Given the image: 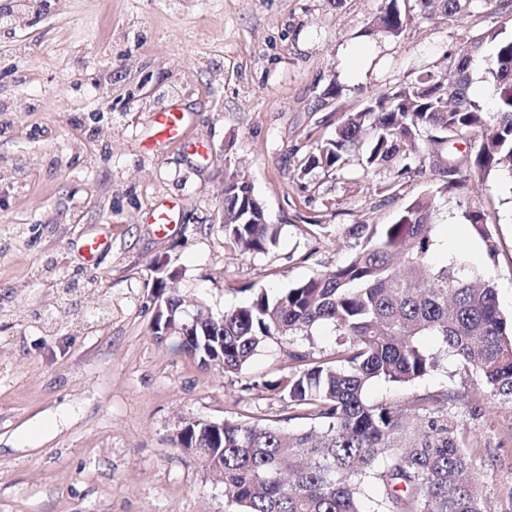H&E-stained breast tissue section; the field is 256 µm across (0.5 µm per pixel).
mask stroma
Segmentation results:
<instances>
[{
	"instance_id": "stroma-1",
	"label": "stroma",
	"mask_w": 512,
	"mask_h": 512,
	"mask_svg": "<svg viewBox=\"0 0 512 512\" xmlns=\"http://www.w3.org/2000/svg\"><path fill=\"white\" fill-rule=\"evenodd\" d=\"M382 0H0V512H224V486L172 447L180 421L284 416L262 387L285 365L270 343L241 373L207 369L151 331L156 261L168 286L212 311L249 289L291 288L348 256L344 229L389 224L435 193L437 237L498 289L512 314V187L438 193L420 139L411 174L300 172L345 114L494 27L419 14L370 32ZM188 118L185 142L154 144L151 114ZM250 183L276 247L239 253L218 223L226 168ZM400 182L398 194L387 186ZM486 206L497 246L460 213ZM173 202L175 226L148 221ZM108 233L94 263L83 236ZM453 364L410 386L374 381L373 401L447 392L463 420L487 512H512V405L477 398Z\"/></svg>"
}]
</instances>
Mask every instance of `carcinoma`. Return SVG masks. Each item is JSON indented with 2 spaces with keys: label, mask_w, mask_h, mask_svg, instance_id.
<instances>
[{
  "label": "carcinoma",
  "mask_w": 512,
  "mask_h": 512,
  "mask_svg": "<svg viewBox=\"0 0 512 512\" xmlns=\"http://www.w3.org/2000/svg\"><path fill=\"white\" fill-rule=\"evenodd\" d=\"M423 14L449 23L471 15L479 0H415ZM502 24L467 39L462 59L443 71H425L347 115L333 136L303 159L301 173L338 171L344 154L357 152L365 174L408 173L406 160L422 133L447 145L431 164L437 191L464 193L470 177L498 172L512 180V0H496ZM413 16L397 0H382L381 31L401 34ZM490 51L496 86L493 106L471 94L472 63ZM457 95L448 102L447 91ZM458 142L476 143L459 152ZM436 196L409 202L391 224H352L347 261L317 271L284 291L251 289L250 299L215 314L180 340L179 349L205 365L220 360L239 373L272 341L312 336L330 324L334 358L288 349L287 372L268 389L278 391L290 418L311 422L294 431L281 419L226 420L217 428L193 419L176 449L198 458L224 479L225 512H486L473 472L467 427L448 415V394L414 395L398 403L366 398L372 381L410 384L439 369L423 346L433 336L441 352L464 372L479 375L487 398L512 404V323L499 309L495 285L464 259L437 263ZM465 223L487 242L485 210L469 204ZM224 238L243 253L275 247L279 227L266 222L251 186L224 177ZM382 497L362 507L364 489Z\"/></svg>",
  "instance_id": "carcinoma-1"
}]
</instances>
